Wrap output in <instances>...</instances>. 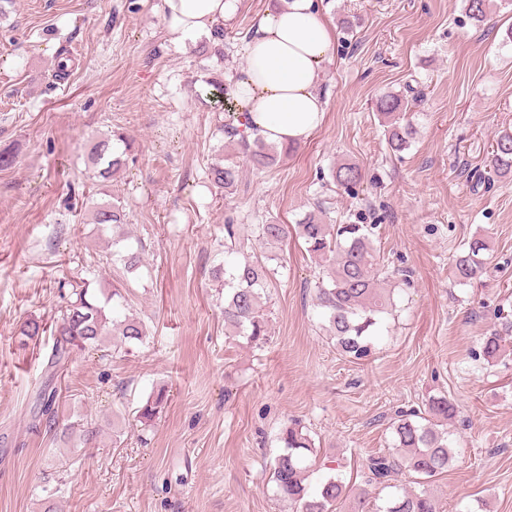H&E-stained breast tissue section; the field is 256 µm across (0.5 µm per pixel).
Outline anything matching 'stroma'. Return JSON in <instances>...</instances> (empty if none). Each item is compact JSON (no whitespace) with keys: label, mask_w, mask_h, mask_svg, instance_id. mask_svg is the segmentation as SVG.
I'll list each match as a JSON object with an SVG mask.
<instances>
[{"label":"stroma","mask_w":512,"mask_h":512,"mask_svg":"<svg viewBox=\"0 0 512 512\" xmlns=\"http://www.w3.org/2000/svg\"><path fill=\"white\" fill-rule=\"evenodd\" d=\"M269 0H240L224 20L223 57L199 53L203 34L172 40L162 0H0V512H292L270 479L282 425L314 441L306 484L334 472L367 487L372 512L390 489L365 485L361 464L393 446L398 412L445 394L453 460L429 486L438 512H512V356L491 366L472 352L498 309H512V177L476 185L499 131L512 130V0L490 22L466 0H322L332 31L350 22L320 76V128L278 165L256 170L219 127L224 97L212 70L239 72L242 44ZM65 48L74 65L54 77ZM411 100L416 134L387 148L376 104ZM133 139L126 167L103 182L88 162L106 134ZM237 166L232 191L207 178L216 155ZM363 182L338 189V163ZM120 201V233L136 270L112 258L94 203ZM329 224H376L396 310L372 354L341 356L322 328L315 288L324 272L301 240L277 248L261 345L224 327L225 262L263 259L247 240L224 253L226 223L295 225L314 209ZM490 244L482 281L451 267L475 235ZM119 289L120 315L148 336L133 351L76 355L59 415L87 420L76 444L34 422L51 334L20 347L30 318L53 326L73 287ZM168 403L151 426L134 413L157 389Z\"/></svg>","instance_id":"obj_1"}]
</instances>
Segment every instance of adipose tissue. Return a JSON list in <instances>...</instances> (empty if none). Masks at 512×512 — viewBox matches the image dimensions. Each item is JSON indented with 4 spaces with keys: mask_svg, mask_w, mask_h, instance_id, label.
<instances>
[{
    "mask_svg": "<svg viewBox=\"0 0 512 512\" xmlns=\"http://www.w3.org/2000/svg\"><path fill=\"white\" fill-rule=\"evenodd\" d=\"M322 0H272L245 43L246 64L231 85L250 134L301 143L322 125L319 78L336 51ZM238 0H162L169 34L180 41L223 27Z\"/></svg>",
    "mask_w": 512,
    "mask_h": 512,
    "instance_id": "ef3b65f1",
    "label": "adipose tissue"
}]
</instances>
